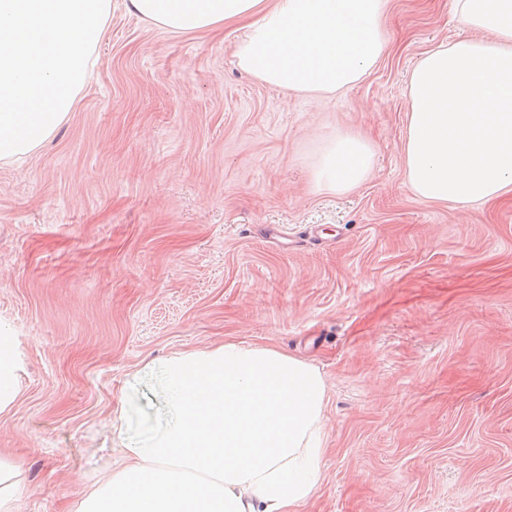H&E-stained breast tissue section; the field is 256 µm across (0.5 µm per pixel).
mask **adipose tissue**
<instances>
[{"label": "adipose tissue", "instance_id": "ef3b65f1", "mask_svg": "<svg viewBox=\"0 0 512 512\" xmlns=\"http://www.w3.org/2000/svg\"><path fill=\"white\" fill-rule=\"evenodd\" d=\"M387 0H128L176 34L248 21L235 55L272 87L318 99L381 60ZM472 37L428 50L407 83L406 181L421 200L487 201L512 192V0H453ZM372 146L339 133L312 169L342 195L370 176ZM176 418L133 464L90 489L75 512H296L321 479L326 385L309 363L227 341L161 367Z\"/></svg>", "mask_w": 512, "mask_h": 512}]
</instances>
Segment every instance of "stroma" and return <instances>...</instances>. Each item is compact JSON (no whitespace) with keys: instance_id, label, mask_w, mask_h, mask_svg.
Segmentation results:
<instances>
[{"instance_id":"1","label":"stroma","mask_w":512,"mask_h":512,"mask_svg":"<svg viewBox=\"0 0 512 512\" xmlns=\"http://www.w3.org/2000/svg\"><path fill=\"white\" fill-rule=\"evenodd\" d=\"M383 28L377 66L313 101L239 69L238 26L177 36L112 0L74 111L0 162L18 512H73L174 419L147 363L227 340L325 380L323 479L301 512H512V193L414 195L408 78L468 31L453 0H389ZM339 132L375 150L343 195L311 180Z\"/></svg>"}]
</instances>
